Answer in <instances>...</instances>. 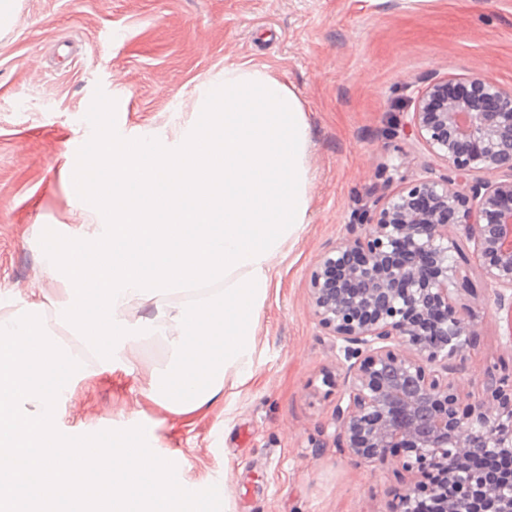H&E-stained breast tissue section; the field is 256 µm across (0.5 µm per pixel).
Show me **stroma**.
Masks as SVG:
<instances>
[{
    "label": "stroma",
    "instance_id": "35a3bbf8",
    "mask_svg": "<svg viewBox=\"0 0 512 512\" xmlns=\"http://www.w3.org/2000/svg\"><path fill=\"white\" fill-rule=\"evenodd\" d=\"M229 63L291 85L310 126V218L274 262L252 377L228 373L215 402L174 415L142 394L165 360L146 346L134 372L74 380L62 422L78 434L156 422L189 483L223 482V512H393L418 472L336 447L346 361L313 315L309 274L377 187L447 175L394 133L422 90L471 73L512 88V0H20L0 33V301L42 305L55 323L63 289L43 273L39 237L98 221L73 202L67 174L92 135L95 88L117 101L124 132L169 135ZM461 253L472 289L455 304L477 331L456 381L478 395L487 373L512 382V310L488 297L473 243Z\"/></svg>",
    "mask_w": 512,
    "mask_h": 512
}]
</instances>
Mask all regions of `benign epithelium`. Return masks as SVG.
<instances>
[{
  "mask_svg": "<svg viewBox=\"0 0 512 512\" xmlns=\"http://www.w3.org/2000/svg\"><path fill=\"white\" fill-rule=\"evenodd\" d=\"M407 135L448 165L449 175L381 192L347 225L309 280L313 315L345 343L346 406L334 440L358 461L414 455L432 484L399 493L395 512H512V474L488 484L477 460L512 455V386L493 373L485 393L464 398L453 374L475 335L457 310L465 281L451 261L475 244L497 304L512 291V89L480 75L433 83L418 96Z\"/></svg>",
  "mask_w": 512,
  "mask_h": 512,
  "instance_id": "1",
  "label": "benign epithelium"
}]
</instances>
